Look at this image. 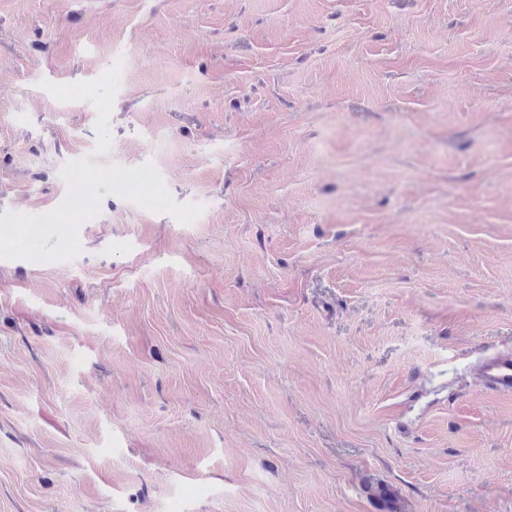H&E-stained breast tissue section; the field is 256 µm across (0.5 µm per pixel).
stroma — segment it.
Listing matches in <instances>:
<instances>
[{
  "mask_svg": "<svg viewBox=\"0 0 512 512\" xmlns=\"http://www.w3.org/2000/svg\"><path fill=\"white\" fill-rule=\"evenodd\" d=\"M88 155L201 213L0 260V512H512V0H0V213ZM479 373L485 392L496 395H512V356L499 354L485 359L479 365Z\"/></svg>",
  "mask_w": 512,
  "mask_h": 512,
  "instance_id": "1",
  "label": "stroma"
}]
</instances>
